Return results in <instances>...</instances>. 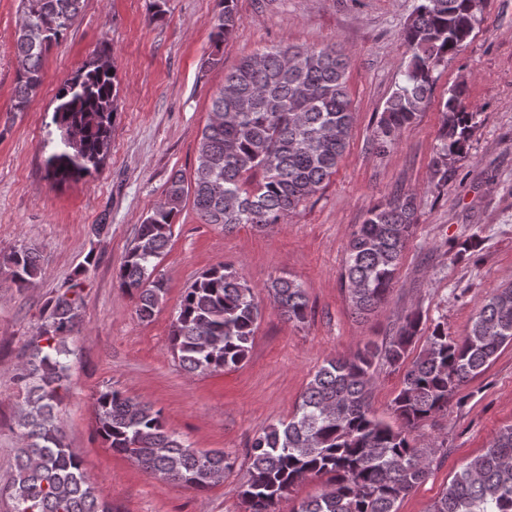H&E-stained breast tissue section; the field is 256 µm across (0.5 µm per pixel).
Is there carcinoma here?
<instances>
[{
  "label": "carcinoma",
  "mask_w": 512,
  "mask_h": 512,
  "mask_svg": "<svg viewBox=\"0 0 512 512\" xmlns=\"http://www.w3.org/2000/svg\"><path fill=\"white\" fill-rule=\"evenodd\" d=\"M482 0H420L405 30L408 62L403 80L386 102L373 134L377 152L398 141L430 103L435 71L464 46L480 22ZM84 0H21L16 32L18 72L13 110L23 112L42 84L46 53L59 43ZM213 42L239 23L234 0H216ZM112 63L101 57L83 67L56 94L55 150L47 170L66 180L97 166L109 150L117 87ZM348 59L333 47L281 45L243 58L224 76L201 132L193 185L173 176L165 201L139 225L117 280L136 300V314L150 321L165 301L167 283L157 259L172 237V224L187 194L205 224L231 232L242 224L264 229L281 223L336 173L349 144L354 113L347 89ZM461 86L439 103L440 143L433 159L437 185L448 183V163L464 149L478 115ZM416 194H404L368 212L351 233L341 272L348 301L362 317L386 302L406 245L417 224ZM19 288L38 274V255L21 248L3 258ZM267 292L281 316L304 323L310 312L305 288L278 277ZM82 289L72 284L49 300L22 361L17 382L25 409L18 426L26 440L6 491L14 512H112L98 499L80 456L61 426L59 390L69 378L75 349L67 340L80 323ZM260 308L254 288L231 266L204 271L185 289L170 325L171 352L193 375L243 364L253 345ZM421 316L406 314L381 344L325 360L293 414L268 425L250 445L240 498L244 512H278L307 477H327L325 489L295 512H397V503L424 483L434 448L412 433L448 411V401L512 345V285L496 289L478 309L461 339L433 326L419 354ZM403 371L392 400L400 425L372 410L378 366ZM96 431L113 451L144 471L176 484L206 489L224 480L232 462L219 450L192 447L166 428L162 412L108 387L94 402ZM429 512H512V426L500 431L480 457L457 472Z\"/></svg>",
  "instance_id": "cac0c4a2"
}]
</instances>
